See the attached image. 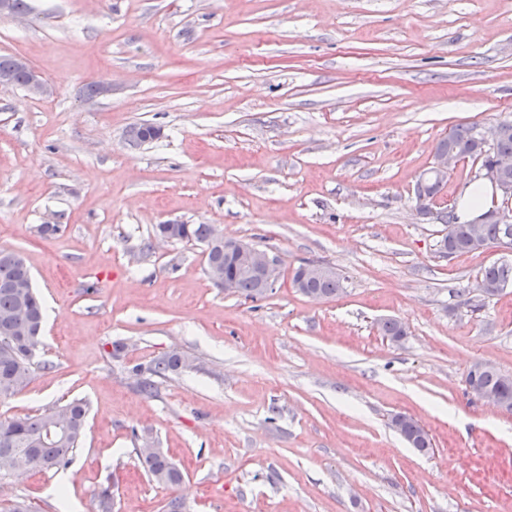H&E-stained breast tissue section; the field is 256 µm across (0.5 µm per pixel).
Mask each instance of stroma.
I'll return each instance as SVG.
<instances>
[{"instance_id": "stroma-1", "label": "stroma", "mask_w": 512, "mask_h": 512, "mask_svg": "<svg viewBox=\"0 0 512 512\" xmlns=\"http://www.w3.org/2000/svg\"><path fill=\"white\" fill-rule=\"evenodd\" d=\"M0 15V55L41 96L0 88V247L22 251L45 307L29 385L0 417L88 405L65 468L0 476L39 512H512V413L471 396L478 363L512 374V288L481 270L512 248L440 252L436 213L479 174L414 187L458 125L512 116V0H30ZM105 87L88 96V84ZM152 123L161 138L133 148ZM60 230L40 234L46 221ZM215 224L279 259L251 300L215 285L203 245L161 224ZM336 269L315 300L299 265ZM395 318L401 342L379 326ZM191 369L138 389L135 366ZM414 417L420 454L390 425ZM151 440L183 473L152 481ZM15 66L24 69L29 74V91L34 95H43L45 93V84L41 74L38 70L26 59L22 57L15 58ZM24 70L15 69L13 66V56L2 55L0 56V86H9L11 74L13 86L25 87L28 82V74ZM302 266H299L293 274V284L298 290L306 296L313 297L315 299H319V296L315 293H308L310 291H316L321 294L324 298H329L335 296L336 293L341 289V278L336 273L326 274L320 277H317L321 273L326 272V270H332L336 272L331 267L321 266V265H307L303 267V275L302 281L308 280L305 284L300 286L298 283V276L301 273L300 270ZM312 277H317L311 279ZM308 294V295H307ZM191 359L180 351H172L164 357L155 359L147 368L151 376L165 379L169 374L178 373L191 366Z\"/></svg>"}]
</instances>
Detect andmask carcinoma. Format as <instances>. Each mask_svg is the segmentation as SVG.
I'll return each instance as SVG.
<instances>
[{
	"instance_id": "carcinoma-1",
	"label": "carcinoma",
	"mask_w": 512,
	"mask_h": 512,
	"mask_svg": "<svg viewBox=\"0 0 512 512\" xmlns=\"http://www.w3.org/2000/svg\"><path fill=\"white\" fill-rule=\"evenodd\" d=\"M0 71L11 74L13 85L26 86L28 74L13 66V57L0 56ZM159 127L143 123L132 127L135 144L142 145L157 139ZM436 149L455 151L464 158L477 160L483 166L492 165L503 155H512V134L496 138L485 148L476 137L474 128L459 126L438 141ZM438 220L448 225V232L440 239L441 250L448 255H462L483 250L492 245H512V223L492 221L475 226L459 222L454 214L441 213ZM209 224L178 225L177 240L208 244ZM224 273L235 281V292L250 299L265 296L267 290L261 281L244 275L234 264L225 267ZM300 270H295L293 283L303 294L316 291L325 298L341 289L340 276L330 273L306 283L298 284ZM489 298L501 293L500 286L512 285V265L492 263L480 276ZM43 307L33 285L32 274L21 253L0 248V400L14 396L30 382L35 351L41 343ZM380 330L392 342L406 336L405 327L396 319L388 318ZM191 366V359L180 351H173L152 361L147 368L150 375L165 379ZM477 388L492 392L504 400L512 410V377L488 366L477 379ZM87 406L74 399L50 408L36 416L0 419V456L11 455L20 460L28 470H51L66 467L72 460L85 433ZM406 442L422 454L431 450V441L420 423L405 415L401 420ZM148 475L158 484L175 486L182 482L183 473L162 450L144 453L136 449Z\"/></svg>"
}]
</instances>
